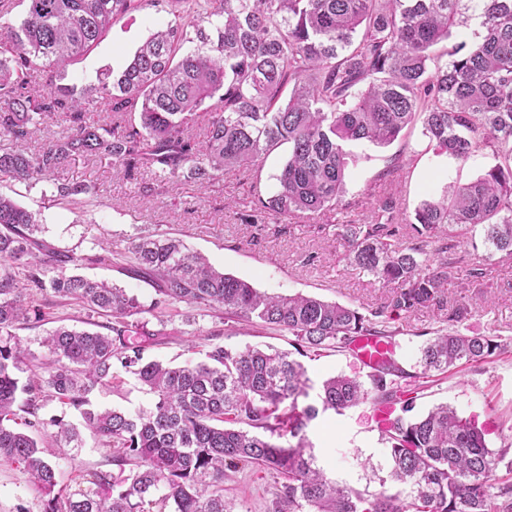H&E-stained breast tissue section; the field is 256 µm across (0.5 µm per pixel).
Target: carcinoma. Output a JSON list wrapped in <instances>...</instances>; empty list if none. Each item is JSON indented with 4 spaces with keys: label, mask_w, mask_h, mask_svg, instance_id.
I'll return each instance as SVG.
<instances>
[{
    "label": "carcinoma",
    "mask_w": 512,
    "mask_h": 512,
    "mask_svg": "<svg viewBox=\"0 0 512 512\" xmlns=\"http://www.w3.org/2000/svg\"><path fill=\"white\" fill-rule=\"evenodd\" d=\"M25 2L20 23L0 32V137L12 143L0 149V181L36 184L76 157H99L111 161L115 178L149 171L151 180L139 183L147 195L187 172L211 181L232 169L255 171L286 144L272 192L257 197L258 237L271 220L350 209L348 146L389 145L419 122L437 153L464 163L484 152L495 164L448 184L411 215L384 196L369 223L338 224L336 236L360 271L396 285L390 311H448L420 348L423 373L485 362L501 349L490 336L459 329L487 296L450 304L447 288L453 269L471 284L483 277L457 252L477 248L478 233L488 256L512 259V0H167L174 20L121 70L101 71L88 90L51 82L43 94L30 89L39 69L89 54L117 17L144 0ZM474 13L483 32L469 41L462 29ZM453 35L460 42L449 58L436 54ZM187 42L195 47L183 50ZM92 109L106 114L103 122L87 121ZM201 110L208 119L200 137L190 123ZM56 112L66 116L67 132L28 152L44 117ZM95 195L61 185L55 202L84 208ZM42 233L38 213L0 195V463L24 465L45 512H236L224 498V477L246 466L274 476L268 512H512V467L491 484L512 446L489 448L485 429L448 404L413 416L393 357L364 380L328 377L301 406L314 385L290 352L212 344L204 360L172 366L144 361L145 346L135 340L168 335L164 310L186 303L286 331L301 354L346 348L364 334H401L384 311L262 293L176 237L140 235L121 251L78 256ZM114 258L129 259L126 270L153 287L150 303L108 280L68 273ZM52 299L79 306L89 328L60 326L40 339L41 379L18 331L42 321L41 304ZM144 314L156 328L139 319ZM116 364L152 396L148 408L89 407L96 385L120 383ZM46 397L80 411L118 473L92 471L73 491L62 485L53 458L82 447L83 436L61 419L51 434L32 435L44 428L38 411ZM366 402L400 406L380 428L388 478L377 492L330 479L307 435L319 414ZM388 480L409 486L410 499L384 489Z\"/></svg>",
    "instance_id": "cac0c4a2"
}]
</instances>
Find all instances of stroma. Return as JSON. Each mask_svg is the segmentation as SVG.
Here are the masks:
<instances>
[{
    "instance_id": "obj_1",
    "label": "stroma",
    "mask_w": 512,
    "mask_h": 512,
    "mask_svg": "<svg viewBox=\"0 0 512 512\" xmlns=\"http://www.w3.org/2000/svg\"><path fill=\"white\" fill-rule=\"evenodd\" d=\"M170 19L167 7L150 4L118 18L94 51L67 67L66 84L93 87L101 70L121 69L151 30ZM350 150L354 161L349 167L346 197L354 206L349 212L326 210L288 224H272L259 237L251 225L254 200L273 189L274 177L288 156L284 146L264 159L258 176L231 171L211 183L183 178L149 196L139 195L133 180L113 179L108 160L83 158L70 161L51 180L34 185L0 181V193L38 213L48 242L80 255L97 253L101 245L111 242L126 245L129 238L140 234H169L181 238L190 251L206 256L216 268L259 290L313 295L367 314L385 306L390 287L348 263L342 240L334 233H322L321 225L369 223L372 199L388 194L398 199L404 211L413 212L423 199L440 194L446 183L471 180L494 160L477 154L461 165L436 154L418 125L390 146L357 143ZM396 159L407 165L402 182L379 184V172ZM60 184L95 186L99 202L84 209L56 204L53 196ZM470 261L485 272L481 287H465L462 276L454 274L448 279V293L455 298L470 297L482 289L488 291L491 304L473 313L460 329L468 335L495 337L501 350L489 361L464 364L445 376L423 375L419 364L423 335L441 326L446 317L445 312L423 308L400 316L403 333L393 339L395 358L416 377V413L427 412L439 403L452 404L462 415L477 416L479 422L487 424L490 446L497 449L512 442V260H489L484 250L477 249L471 251ZM171 313L168 335L147 341V359L181 365L196 362L211 342L236 349L292 348L291 336L283 331L247 324L228 330L214 312L184 303L172 305ZM302 361L316 384L339 373H367L366 367L346 351L310 352ZM90 401L99 408L118 406L135 412L148 407L151 397L129 377L118 393L109 386H97ZM308 436L315 445L318 464L329 478L357 489L378 490L379 481L371 469L385 467L387 454L371 419L370 404L341 414L330 411L319 415ZM56 463L65 484L71 486L89 471L112 467L89 436L82 448L62 449ZM272 491L273 481L267 471L251 466L239 469L224 484V495L234 500L238 512H266ZM44 508L23 466L0 464V512H44Z\"/></svg>"
}]
</instances>
